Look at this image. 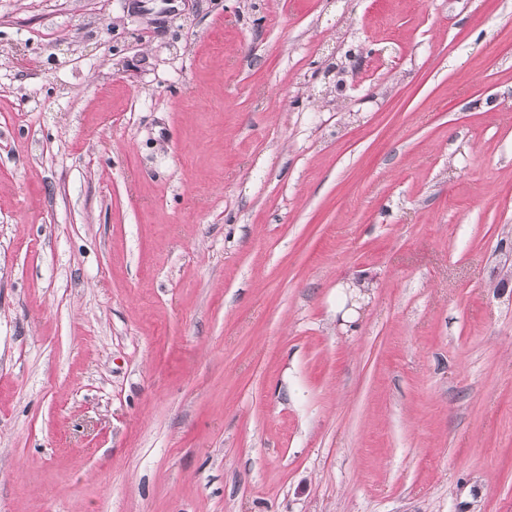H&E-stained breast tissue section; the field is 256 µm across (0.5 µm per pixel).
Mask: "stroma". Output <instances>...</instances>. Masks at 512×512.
Segmentation results:
<instances>
[{
  "instance_id": "stroma-1",
  "label": "stroma",
  "mask_w": 512,
  "mask_h": 512,
  "mask_svg": "<svg viewBox=\"0 0 512 512\" xmlns=\"http://www.w3.org/2000/svg\"><path fill=\"white\" fill-rule=\"evenodd\" d=\"M512 0H0V512H512Z\"/></svg>"
}]
</instances>
